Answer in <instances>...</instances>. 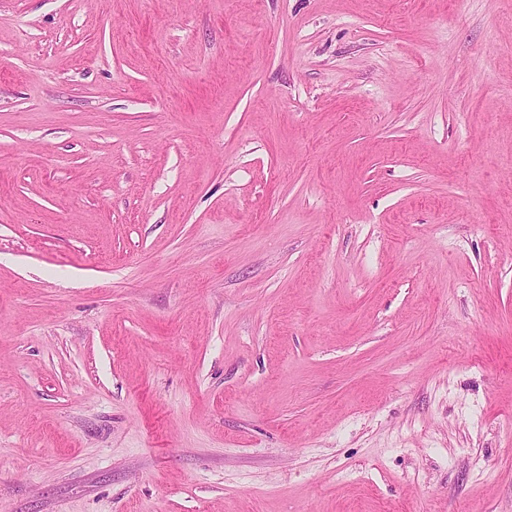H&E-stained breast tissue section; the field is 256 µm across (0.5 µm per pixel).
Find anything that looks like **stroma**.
<instances>
[{"instance_id":"35a3bbf8","label":"stroma","mask_w":512,"mask_h":512,"mask_svg":"<svg viewBox=\"0 0 512 512\" xmlns=\"http://www.w3.org/2000/svg\"><path fill=\"white\" fill-rule=\"evenodd\" d=\"M0 512H512V0H0Z\"/></svg>"}]
</instances>
